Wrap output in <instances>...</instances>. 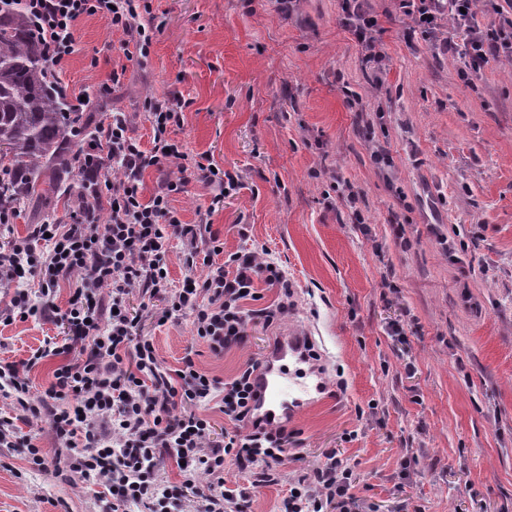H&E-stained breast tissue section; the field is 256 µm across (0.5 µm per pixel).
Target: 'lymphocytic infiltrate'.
<instances>
[{"label": "lymphocytic infiltrate", "instance_id": "f902f5d3", "mask_svg": "<svg viewBox=\"0 0 512 512\" xmlns=\"http://www.w3.org/2000/svg\"><path fill=\"white\" fill-rule=\"evenodd\" d=\"M44 56L57 67L75 49L81 18L100 16L114 33L126 58L146 60L159 29L151 0H24ZM416 28L434 34L441 17L452 22L453 36L440 50L454 53L467 75L491 62L512 58V17L496 25L476 20L475 0H400ZM342 23L364 48V59L378 63L381 32L371 0H342ZM187 100L177 92L145 98L141 109L152 130L150 148L132 134V119L112 113L99 124L83 151V169L97 187L93 204H107L106 223L31 225L16 236L17 210L0 205V288L10 296L0 321L39 317L63 322V339H45L25 361L0 364V447L22 448L29 463L44 466L33 437H18V423H47L64 447L55 476L76 488L96 486L100 512H252V496L227 489L224 472L233 466L251 471L256 483L278 481L291 441L285 426L257 418L252 379L260 361L246 363L230 381L198 368L191 357L171 370L161 362L152 337L142 335L140 317L128 304L163 302L160 323L191 319L196 337L215 354L244 342L249 323L272 324L292 307L285 270L256 251L225 253L212 229L213 214L239 186L236 172L216 168L205 153L191 154L174 140L184 125ZM174 166L176 178L151 197L143 195V174L151 167ZM213 190L196 223H183L171 197L190 177ZM181 244L185 274L173 282L167 263L170 239ZM37 289H28L29 279ZM263 280L278 288L277 303L254 308ZM72 289L66 307L55 302L62 283ZM60 363L42 392L32 390L29 373L42 359ZM216 406L230 427L222 443L211 438L204 414ZM180 478L171 481L168 464ZM354 470L325 453L312 473L294 479L277 512H359L353 494Z\"/></svg>", "mask_w": 512, "mask_h": 512}]
</instances>
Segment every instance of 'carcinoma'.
<instances>
[{
    "label": "carcinoma",
    "instance_id": "1",
    "mask_svg": "<svg viewBox=\"0 0 512 512\" xmlns=\"http://www.w3.org/2000/svg\"><path fill=\"white\" fill-rule=\"evenodd\" d=\"M0 201L38 209L68 195L79 175L73 119L50 91L43 47L31 30L23 0L0 12Z\"/></svg>",
    "mask_w": 512,
    "mask_h": 512
}]
</instances>
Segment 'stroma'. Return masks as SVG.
<instances>
[{
  "label": "stroma",
  "mask_w": 512,
  "mask_h": 512,
  "mask_svg": "<svg viewBox=\"0 0 512 512\" xmlns=\"http://www.w3.org/2000/svg\"><path fill=\"white\" fill-rule=\"evenodd\" d=\"M340 4L298 0L287 19L271 0H153L161 28L143 66L85 17L58 76L94 119L130 113L145 145L144 98L180 91L176 139L239 175L212 218L225 251L265 247L293 282L288 316L249 324L220 357L190 320L144 323L165 367L189 354L226 381L289 333L321 352L325 389L288 418L297 447L280 481L257 487L232 467L227 488L276 512L289 477L333 449L371 512H512V63L463 77L433 48L447 26L427 38L397 0H373L384 59L366 65ZM65 334L0 322V361ZM18 432L36 433L48 467L0 447V512H96L93 489L52 476L65 450L51 432Z\"/></svg>",
  "instance_id": "stroma-1"
}]
</instances>
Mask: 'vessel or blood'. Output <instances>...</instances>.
Returning a JSON list of instances; mask_svg holds the SVG:
<instances>
[{
    "label": "vessel or blood",
    "instance_id": "b4317fda",
    "mask_svg": "<svg viewBox=\"0 0 512 512\" xmlns=\"http://www.w3.org/2000/svg\"><path fill=\"white\" fill-rule=\"evenodd\" d=\"M300 352L298 343L284 341L271 350L266 362L254 375L257 393L256 414L263 420L278 421L291 408L301 404L312 389L311 383L297 381L289 361Z\"/></svg>",
    "mask_w": 512,
    "mask_h": 512
}]
</instances>
